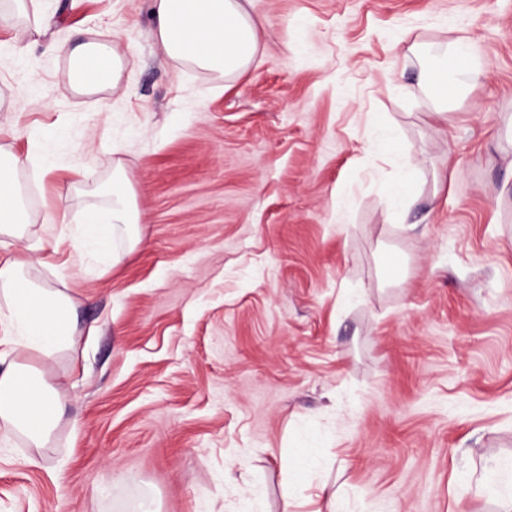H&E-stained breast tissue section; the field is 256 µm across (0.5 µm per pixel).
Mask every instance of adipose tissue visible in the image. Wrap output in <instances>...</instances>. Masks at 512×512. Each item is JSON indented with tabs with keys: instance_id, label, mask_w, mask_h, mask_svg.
Wrapping results in <instances>:
<instances>
[{
	"instance_id": "ef3b65f1",
	"label": "adipose tissue",
	"mask_w": 512,
	"mask_h": 512,
	"mask_svg": "<svg viewBox=\"0 0 512 512\" xmlns=\"http://www.w3.org/2000/svg\"><path fill=\"white\" fill-rule=\"evenodd\" d=\"M247 0H151L152 30L161 55L174 65L227 79L246 72L255 62L268 31L263 19L246 7ZM121 36L98 41L61 43L56 47L69 69L72 89L92 94L104 89L119 91L129 60ZM482 75L468 39L426 59L419 84L433 99L434 118H448V103L465 94ZM383 153L400 152V173L388 199L393 215L409 216L405 203L415 192L417 161L400 151L395 138L375 141ZM46 177L52 170L41 149L25 157L0 147V436L17 435L34 448L53 442L65 404L57 385L42 371L18 360V351L36 354L43 363L56 360L72 343L74 310L61 290L31 282L28 274L42 262L43 238L29 232V215L17 175L22 169ZM104 207L87 211L81 224L61 229L56 245L74 251L92 246L120 263L141 243L143 214L136 189L122 164L101 190Z\"/></svg>"
}]
</instances>
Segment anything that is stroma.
I'll return each instance as SVG.
<instances>
[{"mask_svg": "<svg viewBox=\"0 0 512 512\" xmlns=\"http://www.w3.org/2000/svg\"><path fill=\"white\" fill-rule=\"evenodd\" d=\"M151 0H36L0 23V145L32 224H77L122 161L142 242L118 267L46 248L76 305L46 452L0 442V512H502L512 500V0H251L271 36L224 82L157 51ZM474 44L485 73L430 117L404 32ZM121 34L119 93L72 91L50 41ZM418 163L408 222L389 209ZM325 496H317L319 487ZM374 146L383 153L399 152L401 155L400 173L397 180L390 186L388 199L393 215L405 221L409 213L405 203L415 192V174L417 161L408 151H400L395 138L381 136L376 139Z\"/></svg>", "mask_w": 512, "mask_h": 512, "instance_id": "35a3bbf8", "label": "stroma"}]
</instances>
